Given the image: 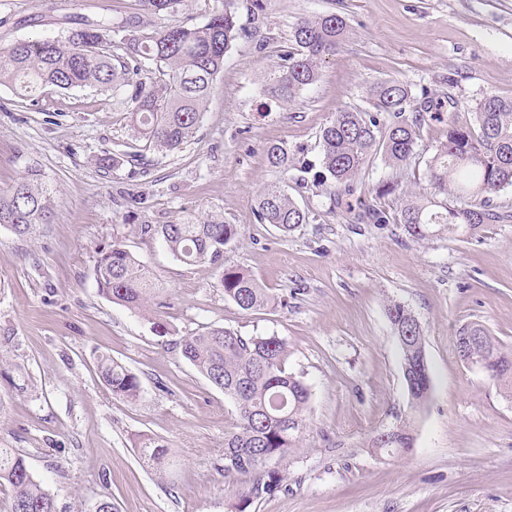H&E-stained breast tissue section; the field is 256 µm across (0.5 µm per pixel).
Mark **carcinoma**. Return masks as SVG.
<instances>
[{
	"mask_svg": "<svg viewBox=\"0 0 512 512\" xmlns=\"http://www.w3.org/2000/svg\"><path fill=\"white\" fill-rule=\"evenodd\" d=\"M138 11L119 19L101 18L76 29L61 40L17 41L0 50V85H11L26 96L39 87L59 89L96 87L101 91L131 86L133 126L148 148L172 152L189 143L198 131L203 107L224 58L243 29L238 24V0H224V8L202 26L174 23L156 28L151 18L173 16L183 0H137ZM348 33L347 22L334 13L301 18L291 32V50L279 64L268 88L272 98L287 105L319 79V65L336 54ZM151 63L160 82L139 79ZM369 110L343 109L321 133L319 165L300 161L277 144L266 148L270 166L284 171L313 174V182L326 187L333 204L340 193L353 191L354 182L370 161L380 155L395 169L411 159L417 130L424 121L410 88L388 80L370 85ZM412 116H406V112ZM476 127L463 128L448 121L446 140L429 161L432 194L407 201L399 223L414 238L423 239L432 224H508L512 211L494 204V197L512 187V98L484 97L475 109ZM52 199L37 170L6 191H0V224L16 235L32 233L46 224ZM256 217L288 233L305 224L309 212L281 188H265L256 200ZM141 233L162 240L179 262L194 266L216 263L224 248L241 234L238 224H226L219 215L175 224H143ZM94 279L98 292L112 303L146 312L162 293L147 267L122 242L112 241L96 259ZM216 287L224 298L243 311L272 305L273 299L258 280L244 271L225 268ZM387 316L400 343L404 378L410 404L419 408L431 390V376L421 357L425 336L420 321L404 304L391 301ZM482 340L472 344L471 357L488 369L491 380L512 396V346L491 336L480 324H468ZM182 357L234 407V419L224 433V477L248 478L245 502L273 492L283 481L276 469L257 463L283 460L307 427L309 386L286 371V342L278 336L245 337L230 328L216 327L189 333L178 342ZM99 371L112 396L136 402L142 394L139 378L121 363L101 357ZM413 443L412 422L404 420L394 432L371 437L368 447L396 455ZM143 464L161 471L173 450L146 438L140 446ZM11 492V512H57L54 495L32 475L24 456L0 448V488Z\"/></svg>",
	"mask_w": 512,
	"mask_h": 512,
	"instance_id": "carcinoma-1",
	"label": "carcinoma"
}]
</instances>
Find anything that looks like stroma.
Masks as SVG:
<instances>
[{
    "instance_id": "1",
    "label": "stroma",
    "mask_w": 512,
    "mask_h": 512,
    "mask_svg": "<svg viewBox=\"0 0 512 512\" xmlns=\"http://www.w3.org/2000/svg\"><path fill=\"white\" fill-rule=\"evenodd\" d=\"M135 0H0V49L18 40L65 38L81 24L120 17ZM329 12L350 29L317 83L292 103L265 86L299 18ZM242 35L213 85L195 138L163 155L131 127L129 89L23 97L0 85V188L28 167L52 190L50 223L31 235L0 225V447L24 454L59 512H512V398L467 369L458 329L483 324L512 344V223L435 224L422 240L398 217L425 193L428 161L449 123L470 126L488 95L512 97V0H264L238 10ZM398 80L415 99L452 100L426 116L401 170L370 162L356 193L389 221L360 220L321 187L271 167L267 145L318 161L319 136L336 112L367 109L366 88ZM145 154L150 165L103 168L104 156ZM397 180L396 190L377 188ZM278 185L308 223L290 234L257 223L255 200ZM217 213L241 225L221 265L186 266L144 224ZM121 240L163 288L155 308L170 328L102 297L98 251ZM226 267L252 274L281 306L252 313L225 300ZM407 305L425 334L432 377L413 410L401 350L386 314ZM284 339L288 372L311 390L307 427L275 462L280 488L241 507L244 478H224V433L233 407L181 355L180 336L204 327ZM109 355L135 373L142 397L113 398L97 362ZM409 419L410 452L379 456L370 436ZM175 452L165 475L143 466L139 435Z\"/></svg>"
}]
</instances>
